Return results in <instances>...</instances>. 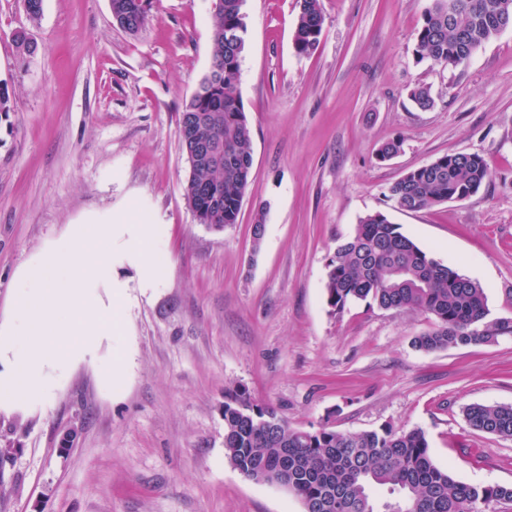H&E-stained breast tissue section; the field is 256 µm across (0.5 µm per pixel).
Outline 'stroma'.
<instances>
[{"instance_id": "35a3bbf8", "label": "stroma", "mask_w": 512, "mask_h": 512, "mask_svg": "<svg viewBox=\"0 0 512 512\" xmlns=\"http://www.w3.org/2000/svg\"><path fill=\"white\" fill-rule=\"evenodd\" d=\"M428 0H321L316 50L296 55L297 0H245L240 94L253 165L237 224H200L184 187L179 119L209 73L211 0H149L131 35L110 0H0V323L23 267L69 225L136 208L154 224L147 278L121 242L118 333L57 373L48 398L0 411V512H303L224 451V391L246 386L297 429H422L459 481L512 485V439L472 428V404L512 405V332L414 347L431 315L365 301L331 313L327 264L381 212L477 281L487 324H512V29L456 69L413 54ZM37 43L21 56L12 35ZM430 89L418 108L409 93ZM401 143L388 161L376 157ZM452 153L491 177L466 200L411 212L389 187ZM266 231L254 245L251 226Z\"/></svg>"}]
</instances>
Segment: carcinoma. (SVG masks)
I'll use <instances>...</instances> for the list:
<instances>
[{
	"mask_svg": "<svg viewBox=\"0 0 512 512\" xmlns=\"http://www.w3.org/2000/svg\"><path fill=\"white\" fill-rule=\"evenodd\" d=\"M223 2L224 9L213 14L211 69L179 121L183 155L202 149L212 155L190 167L185 196L200 223L218 231L237 223L252 167L251 128L239 91L244 0ZM298 4L293 49L305 56L319 43L323 16L319 0ZM110 5L127 33L144 27L145 0H110ZM505 19L512 26V0H428L415 56L443 68L462 66L504 31ZM489 177L481 156L445 155L405 173L389 188L388 199L401 211L427 210L467 199ZM325 288L334 312L369 301L384 310L433 316L434 327L414 340L428 352L482 344L512 329L487 325L481 285L434 259L381 212L360 218L354 234L336 247ZM465 417L476 430L512 438V405H471ZM224 450L246 478L288 488L304 512H479L481 503L512 501V486L463 483L438 467L419 428L400 434L387 428L299 430L243 386L224 393ZM375 485L398 498L377 509L370 495Z\"/></svg>",
	"mask_w": 512,
	"mask_h": 512,
	"instance_id": "carcinoma-1",
	"label": "carcinoma"
}]
</instances>
